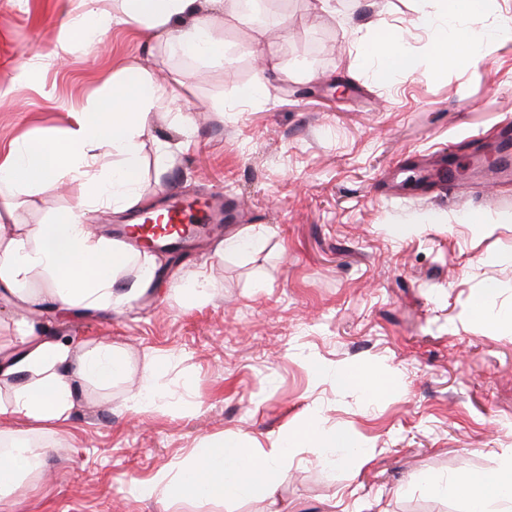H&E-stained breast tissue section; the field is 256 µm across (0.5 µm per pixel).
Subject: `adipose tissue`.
Returning <instances> with one entry per match:
<instances>
[{
	"mask_svg": "<svg viewBox=\"0 0 512 512\" xmlns=\"http://www.w3.org/2000/svg\"><path fill=\"white\" fill-rule=\"evenodd\" d=\"M223 10L224 0H105L103 6L80 14L76 27L100 32L134 21L164 41L170 52L220 66L226 60L225 42L213 33L210 21ZM486 40V35L445 22L432 74H439L449 61L472 58ZM367 55L373 63L372 77L380 83L418 68L397 35L380 38ZM164 102L175 106L179 100L142 68L125 69L106 92L77 112L63 139L25 140L0 158L2 185L41 193L69 179L86 187L78 205L52 214L45 223L22 225L12 236H0V293L32 306L49 305L58 313L102 314L130 307L155 286V257L122 248L92 232L84 214L102 205L125 210L139 201L143 138L153 110ZM39 281L45 284V292H34ZM17 333L22 347L0 360V377L19 375L23 382L10 401L0 405L2 418L65 423L79 381L91 379L108 387L126 371L122 353L112 344L98 343L78 354L69 344L37 339L27 322H19ZM308 443L330 452L360 445L356 436L323 431L312 423L272 439L264 451L241 437L208 440L175 473L156 475L139 488L158 494L168 508L189 497L222 502L242 499L274 486L294 449ZM45 454V449L25 443L0 450L1 507H11L23 477L42 471ZM507 471V477L493 481L460 473L433 491L464 499L472 512H512V461Z\"/></svg>",
	"mask_w": 512,
	"mask_h": 512,
	"instance_id": "adipose-tissue-1",
	"label": "adipose tissue"
}]
</instances>
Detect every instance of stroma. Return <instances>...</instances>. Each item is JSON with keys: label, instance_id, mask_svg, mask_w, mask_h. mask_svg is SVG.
Returning a JSON list of instances; mask_svg holds the SVG:
<instances>
[{"label": "stroma", "instance_id": "35a3bbf8", "mask_svg": "<svg viewBox=\"0 0 512 512\" xmlns=\"http://www.w3.org/2000/svg\"><path fill=\"white\" fill-rule=\"evenodd\" d=\"M284 27L271 31L227 4L215 26L235 55L224 66L185 60L142 26L110 27L95 42L54 49L78 0H0V156L18 141L63 135L77 112L124 68H146L189 115L188 135L166 107L142 150V201L87 213L115 229L163 208L170 193L221 190L242 211L223 236L157 256L155 288L109 315L63 316L0 294V357L19 348L17 323L81 348L119 347L128 373L110 387L77 384L66 424H28L22 440L47 449L43 474L18 486L15 512H163L135 481L173 471L203 441L246 436L267 445L312 419L368 448L360 464H324L295 449L272 493L180 512H467L427 480L490 475L512 456V176L482 184L485 155L512 127V36L479 62L456 60L428 78L445 0H259ZM395 32L422 69L375 84L365 55ZM263 81L252 102L241 86ZM173 143L167 161L157 145ZM452 163L457 198L440 171ZM79 183L27 194L0 191L1 224H40L76 205ZM252 227L258 252L220 255L224 236ZM206 269L211 297L180 289ZM495 284L494 317L465 322ZM158 398L130 409L146 364ZM314 363L390 375L372 393L313 377Z\"/></svg>", "mask_w": 512, "mask_h": 512}]
</instances>
